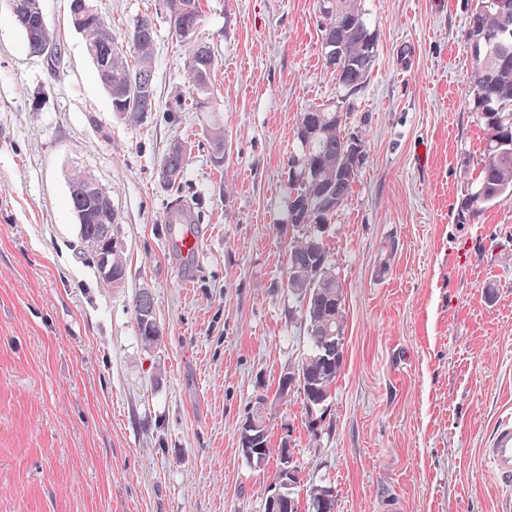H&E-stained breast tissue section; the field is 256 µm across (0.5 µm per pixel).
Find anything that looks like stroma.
<instances>
[{"instance_id": "obj_1", "label": "stroma", "mask_w": 512, "mask_h": 512, "mask_svg": "<svg viewBox=\"0 0 512 512\" xmlns=\"http://www.w3.org/2000/svg\"><path fill=\"white\" fill-rule=\"evenodd\" d=\"M216 115L169 112L188 87L162 0H92L123 32L153 13L156 110L113 114L70 0H42L58 70L29 54L0 0V512H264L278 463L248 464L238 427L266 398L298 494L327 481L337 512H499L483 448L512 408V197L457 221L472 115L464 34L478 0H359L377 41L343 96L321 47L323 0H205ZM342 100L366 162L328 246L346 308L344 364L312 434L281 375L306 348L288 328L282 221L300 116ZM224 126L223 171L204 129ZM190 140L180 192L158 179ZM106 185L127 257L103 287L80 246L69 175ZM199 213L198 260L170 244L176 199ZM149 290L163 338L146 349L132 300Z\"/></svg>"}]
</instances>
